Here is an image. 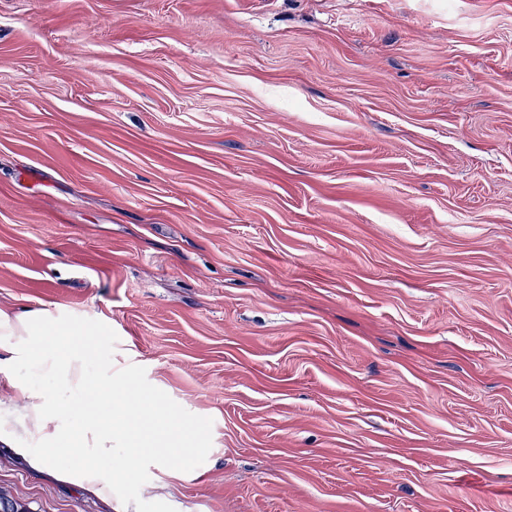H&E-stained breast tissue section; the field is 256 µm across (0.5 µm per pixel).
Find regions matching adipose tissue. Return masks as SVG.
<instances>
[{"label":"adipose tissue","instance_id":"obj_1","mask_svg":"<svg viewBox=\"0 0 512 512\" xmlns=\"http://www.w3.org/2000/svg\"><path fill=\"white\" fill-rule=\"evenodd\" d=\"M99 334L95 324L61 320L40 309L18 315L0 311V353L15 364H37L54 379L47 388L17 384L26 410L24 424L0 414V442H14L23 434L41 441L42 449L30 457V464L49 466L66 452L88 458L109 454L122 423H133L127 399L114 395L111 377L90 385L81 370L80 360ZM74 388L88 391L92 403L75 405L68 397Z\"/></svg>","mask_w":512,"mask_h":512}]
</instances>
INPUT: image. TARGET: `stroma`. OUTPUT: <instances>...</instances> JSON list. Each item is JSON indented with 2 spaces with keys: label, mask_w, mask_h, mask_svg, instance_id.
<instances>
[{
  "label": "stroma",
  "mask_w": 512,
  "mask_h": 512,
  "mask_svg": "<svg viewBox=\"0 0 512 512\" xmlns=\"http://www.w3.org/2000/svg\"><path fill=\"white\" fill-rule=\"evenodd\" d=\"M35 308L204 443L108 499L0 443L31 512H512V0H0Z\"/></svg>",
  "instance_id": "obj_1"
}]
</instances>
